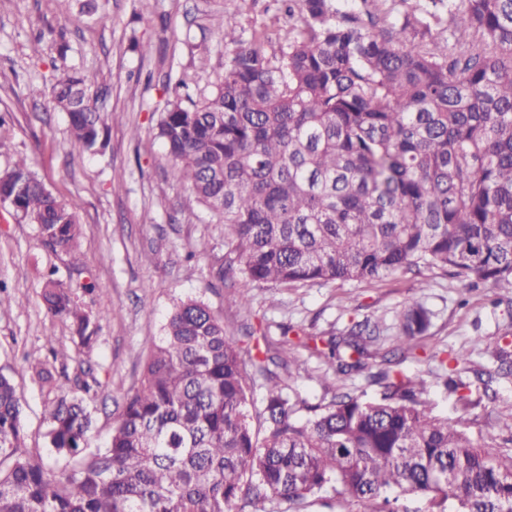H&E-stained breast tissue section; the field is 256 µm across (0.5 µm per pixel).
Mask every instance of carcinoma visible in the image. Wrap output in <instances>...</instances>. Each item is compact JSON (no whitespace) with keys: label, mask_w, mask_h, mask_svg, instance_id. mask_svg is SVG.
<instances>
[{"label":"carcinoma","mask_w":512,"mask_h":512,"mask_svg":"<svg viewBox=\"0 0 512 512\" xmlns=\"http://www.w3.org/2000/svg\"><path fill=\"white\" fill-rule=\"evenodd\" d=\"M288 0L279 54L224 24V78L199 101L169 103L158 124L172 175L222 217L225 269L242 288L376 282L439 270L512 293V0ZM68 118L73 146L106 145L107 116L85 79L31 86ZM0 198L42 243L76 255L78 203L56 198L24 158L0 171ZM41 300L90 349L98 326L77 292L44 277ZM431 324L408 303L399 345ZM380 335L355 323L326 359L347 375ZM242 350L199 299L180 301L145 340L139 386L89 452L97 381L34 371L48 451L26 445L22 403L0 374V512H250L269 499L306 512L324 494L347 512H512V453L475 440L468 422L433 414L424 379L392 374L380 397L333 394L296 417L292 349ZM265 386L254 409L253 385Z\"/></svg>","instance_id":"1"}]
</instances>
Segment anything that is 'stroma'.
<instances>
[{
    "instance_id": "obj_1",
    "label": "stroma",
    "mask_w": 512,
    "mask_h": 512,
    "mask_svg": "<svg viewBox=\"0 0 512 512\" xmlns=\"http://www.w3.org/2000/svg\"><path fill=\"white\" fill-rule=\"evenodd\" d=\"M82 0H0V169L26 157L32 171L59 199L79 205L81 260L46 248L36 225L0 205V373L10 376L23 405L28 447L46 445L42 393L32 371L49 347L74 348L67 322L44 308L42 275L55 268L64 284L93 283L82 301L99 325L92 349L69 362V375L95 377L94 426L87 449L105 448L110 417L139 384L145 337L159 336L180 301L197 298L220 317L238 340L268 336L295 342L302 370L291 381L299 400L328 402L341 389L379 396L376 365L334 374L323 353L331 337L355 322H379V352L398 350L403 305L415 299L431 313L413 357L399 366L427 382L434 413H466L469 432L498 451H512V376L498 372L492 353L512 354V306H492L488 287L467 288L440 271L389 277L376 283L333 282L253 288L241 306L212 278L225 261L224 223L191 198L171 175V160L158 140L157 124L168 103L199 100L224 74L221 34L234 17L244 40L265 33L277 50L288 20L276 0H99L109 23L81 15ZM150 43L143 54L133 41ZM79 71L98 92L101 112L115 114L108 143L89 154L73 149L67 116L30 97L32 84ZM480 346H472L473 337ZM468 351L458 372L464 390L432 384L440 359Z\"/></svg>"
}]
</instances>
